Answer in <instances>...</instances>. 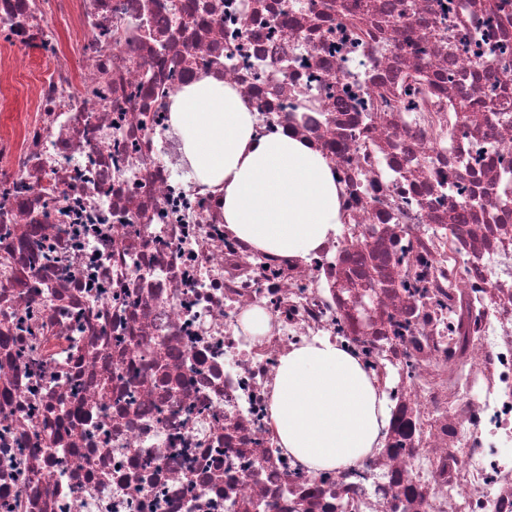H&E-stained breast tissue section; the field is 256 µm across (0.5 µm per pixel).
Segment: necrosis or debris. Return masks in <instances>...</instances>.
Segmentation results:
<instances>
[{
  "instance_id": "1",
  "label": "necrosis or debris",
  "mask_w": 512,
  "mask_h": 512,
  "mask_svg": "<svg viewBox=\"0 0 512 512\" xmlns=\"http://www.w3.org/2000/svg\"><path fill=\"white\" fill-rule=\"evenodd\" d=\"M0 38V512H512V0H0ZM207 76L334 168L309 260L195 176L170 106ZM323 336L389 420L313 475L267 404ZM11 84V88L5 99H1L0 95V129L1 126H9L13 123L17 116L23 112H29V94L25 78H14L10 74H1L0 72V89L1 84ZM245 329L253 336H265L270 329V318L261 308L247 310L242 317Z\"/></svg>"
}]
</instances>
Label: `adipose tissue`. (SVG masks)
<instances>
[{
	"label": "adipose tissue",
	"mask_w": 512,
	"mask_h": 512,
	"mask_svg": "<svg viewBox=\"0 0 512 512\" xmlns=\"http://www.w3.org/2000/svg\"><path fill=\"white\" fill-rule=\"evenodd\" d=\"M171 121L227 229L272 257L306 258L336 233V176L305 140L255 130L239 91L212 77L179 93ZM279 444L313 473L353 465L379 444L384 404L359 360L321 338L281 356L268 408Z\"/></svg>",
	"instance_id": "adipose-tissue-1"
}]
</instances>
